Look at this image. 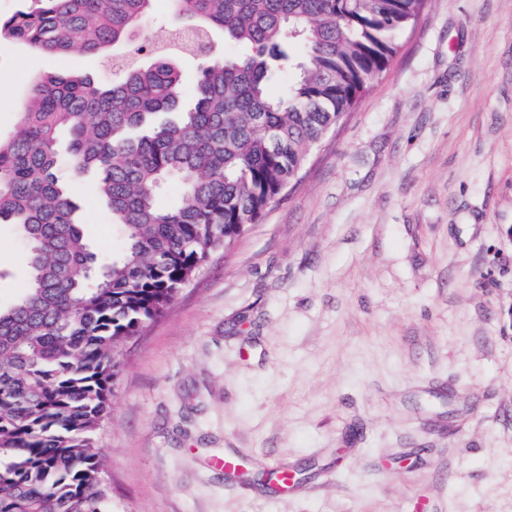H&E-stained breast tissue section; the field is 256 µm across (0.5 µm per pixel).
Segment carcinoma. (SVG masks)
<instances>
[{"mask_svg": "<svg viewBox=\"0 0 512 512\" xmlns=\"http://www.w3.org/2000/svg\"><path fill=\"white\" fill-rule=\"evenodd\" d=\"M153 0H37L0 37L42 52L104 54ZM425 0H175L195 50L142 46L124 78L36 83L0 137V224L27 249L21 295L0 305V512H107L95 436L111 413L121 344L160 317L211 253L227 250L302 172L313 147L387 70ZM238 52L211 54L210 36ZM152 61L144 64L141 55ZM200 61L192 104L177 57ZM287 91L271 92L284 70ZM98 176L123 234L97 261L60 150ZM177 204L160 205L170 182Z\"/></svg>", "mask_w": 512, "mask_h": 512, "instance_id": "cac0c4a2", "label": "carcinoma"}]
</instances>
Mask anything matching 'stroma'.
<instances>
[{
	"label": "stroma",
	"mask_w": 512,
	"mask_h": 512,
	"mask_svg": "<svg viewBox=\"0 0 512 512\" xmlns=\"http://www.w3.org/2000/svg\"><path fill=\"white\" fill-rule=\"evenodd\" d=\"M176 25L154 0L133 43ZM73 71L120 76L0 41V135ZM61 172L111 262L109 211ZM511 228L512 0H426L306 172L120 348L108 512H512ZM27 274L0 224L1 304ZM288 467L298 491L257 479Z\"/></svg>",
	"instance_id": "35a3bbf8"
}]
</instances>
